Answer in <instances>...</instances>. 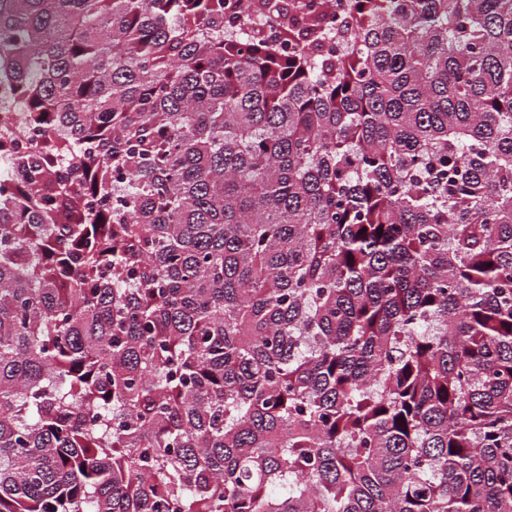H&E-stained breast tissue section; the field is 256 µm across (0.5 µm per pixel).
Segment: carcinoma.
Masks as SVG:
<instances>
[{
    "label": "carcinoma",
    "instance_id": "obj_1",
    "mask_svg": "<svg viewBox=\"0 0 512 512\" xmlns=\"http://www.w3.org/2000/svg\"><path fill=\"white\" fill-rule=\"evenodd\" d=\"M0 0V512H512V0ZM238 15L235 14L234 18L232 16L224 17L225 26H231L236 33L243 35H250L254 31L259 32L267 36L268 41L278 44L276 19L264 15H253L246 19H239Z\"/></svg>",
    "mask_w": 512,
    "mask_h": 512
}]
</instances>
